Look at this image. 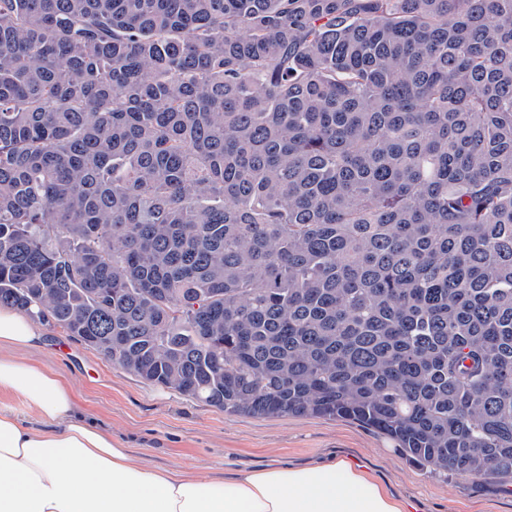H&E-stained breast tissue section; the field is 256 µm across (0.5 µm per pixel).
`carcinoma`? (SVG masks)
<instances>
[{"label":"carcinoma","mask_w":512,"mask_h":512,"mask_svg":"<svg viewBox=\"0 0 512 512\" xmlns=\"http://www.w3.org/2000/svg\"><path fill=\"white\" fill-rule=\"evenodd\" d=\"M2 304L511 482L512 0H0Z\"/></svg>","instance_id":"obj_1"}]
</instances>
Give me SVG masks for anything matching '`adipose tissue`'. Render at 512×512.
<instances>
[{
  "label": "adipose tissue",
  "instance_id": "1",
  "mask_svg": "<svg viewBox=\"0 0 512 512\" xmlns=\"http://www.w3.org/2000/svg\"><path fill=\"white\" fill-rule=\"evenodd\" d=\"M43 331L0 306V346L24 349ZM20 396L39 424L0 407V512H408L346 458L276 464L229 481L155 468L76 412L74 392L40 367L0 359V392Z\"/></svg>",
  "mask_w": 512,
  "mask_h": 512
}]
</instances>
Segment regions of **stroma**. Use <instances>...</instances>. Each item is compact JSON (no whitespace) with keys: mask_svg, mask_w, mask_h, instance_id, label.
Segmentation results:
<instances>
[{"mask_svg":"<svg viewBox=\"0 0 512 512\" xmlns=\"http://www.w3.org/2000/svg\"><path fill=\"white\" fill-rule=\"evenodd\" d=\"M23 358L65 378L80 414L157 468L223 479L275 463L304 466L345 455L413 503L416 512H512V488L489 478L435 476L409 463L387 437L356 422L227 414L144 383L58 328L47 327L41 345Z\"/></svg>","mask_w":512,"mask_h":512,"instance_id":"stroma-1","label":"stroma"}]
</instances>
